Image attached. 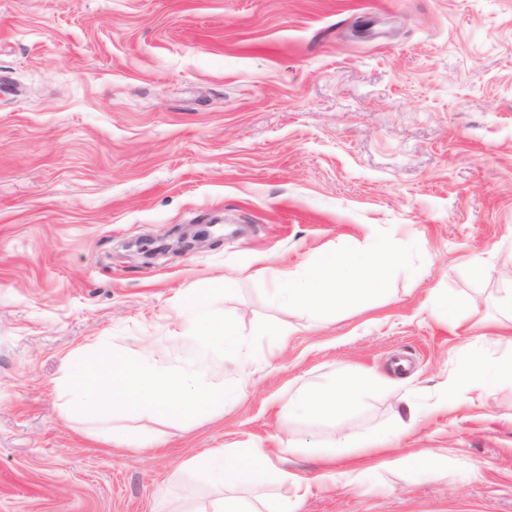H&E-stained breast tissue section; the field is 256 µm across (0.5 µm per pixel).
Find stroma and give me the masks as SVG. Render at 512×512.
<instances>
[{
    "label": "stroma",
    "mask_w": 512,
    "mask_h": 512,
    "mask_svg": "<svg viewBox=\"0 0 512 512\" xmlns=\"http://www.w3.org/2000/svg\"><path fill=\"white\" fill-rule=\"evenodd\" d=\"M210 222L232 231L143 253ZM387 241L403 265L347 309L274 301L279 273ZM510 288L512 0H0V512H209L189 459L292 440L311 478L408 403L412 436L299 512H512V380L427 411L512 356ZM198 299L237 354L198 338ZM115 353L201 368L224 402L67 415L65 376ZM366 371L388 389L336 421L281 411ZM491 368L481 362H475L466 367L463 373L454 378L449 384L451 392H463L473 389L485 390L491 384Z\"/></svg>",
    "instance_id": "obj_1"
}]
</instances>
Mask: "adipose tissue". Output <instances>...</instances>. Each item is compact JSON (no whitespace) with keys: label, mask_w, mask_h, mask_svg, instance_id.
<instances>
[{"label":"adipose tissue","mask_w":512,"mask_h":512,"mask_svg":"<svg viewBox=\"0 0 512 512\" xmlns=\"http://www.w3.org/2000/svg\"><path fill=\"white\" fill-rule=\"evenodd\" d=\"M400 254L387 248L384 254L365 251L350 257L329 255L320 259L305 275H282L277 299L290 306L314 310L341 311L358 296L371 292L384 280L387 266L398 263ZM63 384L70 414L86 412L89 402H97L100 414H107L114 401H121L134 415L151 414L160 418H187L195 409L221 394L216 387L194 371L167 373L143 362L113 357L107 364L66 375ZM375 374L354 378L341 374L328 382L298 386L284 404L286 413L301 412L317 419H336L361 397L364 389L385 386ZM349 441L319 449L325 463L317 479H309L288 470L287 455L296 453L294 444L279 448H228L191 462L214 489L211 512H298L310 495L313 484L329 487L338 480L357 484L363 470L349 466L336 470V460L348 457Z\"/></svg>","instance_id":"ef3b65f1"}]
</instances>
